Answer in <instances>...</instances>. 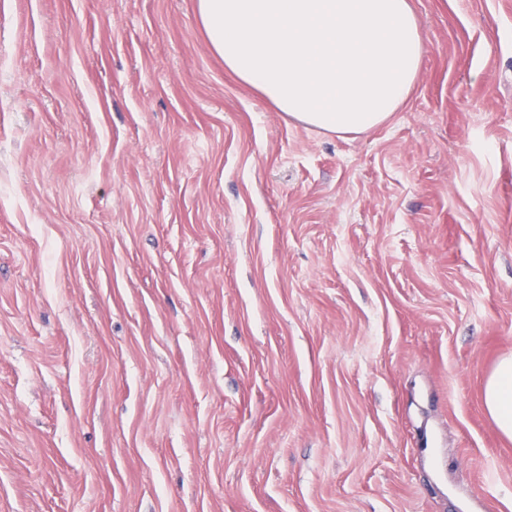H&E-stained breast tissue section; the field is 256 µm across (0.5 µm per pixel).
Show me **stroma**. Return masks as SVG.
Segmentation results:
<instances>
[{"mask_svg": "<svg viewBox=\"0 0 512 512\" xmlns=\"http://www.w3.org/2000/svg\"><path fill=\"white\" fill-rule=\"evenodd\" d=\"M336 135L195 0H0V512H512V0H411ZM483 403L500 433L512 439V355L494 366L484 385Z\"/></svg>", "mask_w": 512, "mask_h": 512, "instance_id": "stroma-1", "label": "stroma"}]
</instances>
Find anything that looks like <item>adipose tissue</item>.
Segmentation results:
<instances>
[{"mask_svg": "<svg viewBox=\"0 0 512 512\" xmlns=\"http://www.w3.org/2000/svg\"><path fill=\"white\" fill-rule=\"evenodd\" d=\"M211 50L290 118L344 135L384 123L414 84L424 45L410 0H196ZM512 439V355L483 389Z\"/></svg>", "mask_w": 512, "mask_h": 512, "instance_id": "ef3b65f1", "label": "adipose tissue"}]
</instances>
